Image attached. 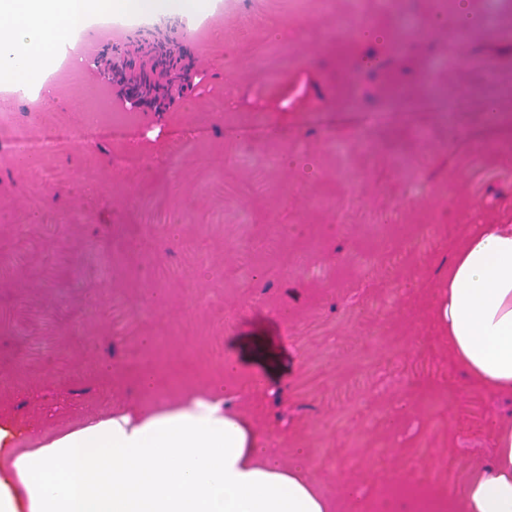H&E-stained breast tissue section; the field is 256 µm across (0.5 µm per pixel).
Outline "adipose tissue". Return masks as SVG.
<instances>
[{"mask_svg":"<svg viewBox=\"0 0 512 512\" xmlns=\"http://www.w3.org/2000/svg\"><path fill=\"white\" fill-rule=\"evenodd\" d=\"M125 0H0V77L59 100L46 74L92 18ZM440 269L431 319L469 386L512 397V224H474ZM223 382L179 401H129L54 431L0 417V512H331L301 468H284ZM458 512H512V423L456 490Z\"/></svg>","mask_w":512,"mask_h":512,"instance_id":"adipose-tissue-1","label":"adipose tissue"}]
</instances>
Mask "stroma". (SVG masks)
Returning a JSON list of instances; mask_svg holds the SVG:
<instances>
[{
	"label": "stroma",
	"mask_w": 512,
	"mask_h": 512,
	"mask_svg": "<svg viewBox=\"0 0 512 512\" xmlns=\"http://www.w3.org/2000/svg\"><path fill=\"white\" fill-rule=\"evenodd\" d=\"M430 2L132 10L120 36L99 30L72 100L29 112L0 97L6 132L128 117L34 166L0 153V414L55 428L135 393L141 369L173 395L229 367L268 454L333 512L457 487L485 463L512 399L453 381L428 315L452 211L512 222V151L474 144L488 99L512 113V0L495 15L473 0L465 31L457 0ZM352 19L386 42L349 35ZM162 39L190 81L130 110L125 79L104 75L139 72ZM397 64L417 111L391 96Z\"/></svg>",
	"instance_id": "1"
}]
</instances>
